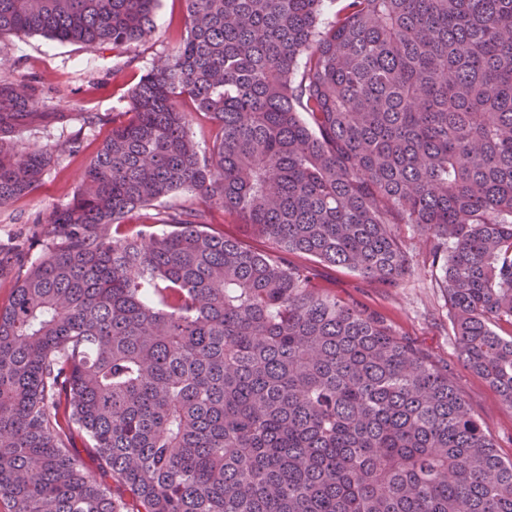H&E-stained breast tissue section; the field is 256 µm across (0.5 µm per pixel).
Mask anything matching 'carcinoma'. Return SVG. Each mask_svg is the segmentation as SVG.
I'll return each mask as SVG.
<instances>
[{
    "label": "carcinoma",
    "instance_id": "obj_1",
    "mask_svg": "<svg viewBox=\"0 0 512 512\" xmlns=\"http://www.w3.org/2000/svg\"><path fill=\"white\" fill-rule=\"evenodd\" d=\"M159 2L0 0V35L123 48ZM183 2L40 258L0 242V505L512 512V460L448 367L290 261L392 288L391 226H415L463 362L512 408V0H343L328 22L326 0ZM40 96L0 76V207L54 162L16 144ZM214 210L275 250L204 230ZM72 448H68L69 453L88 471L94 473L96 478L109 490L114 493H121V487L112 480V475L105 471L98 459L92 454L90 448H84L81 440L76 438L71 444Z\"/></svg>",
    "mask_w": 512,
    "mask_h": 512
}]
</instances>
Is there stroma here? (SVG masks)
I'll return each instance as SVG.
<instances>
[{
	"label": "stroma",
	"instance_id": "1",
	"mask_svg": "<svg viewBox=\"0 0 512 512\" xmlns=\"http://www.w3.org/2000/svg\"><path fill=\"white\" fill-rule=\"evenodd\" d=\"M182 13L180 0H161L155 29L146 41L116 50L104 45L85 49L40 35L0 37V74L20 85L38 83L43 91L45 119L24 130L17 144L25 150L51 146L55 162L42 185L32 194L0 207V241L32 230L54 208L69 202L101 141L112 128V115L124 109L131 87L173 45ZM99 116L88 124L87 116ZM80 139L79 153L65 144ZM411 258V271L398 287L383 288L354 272L325 263L311 271L315 283L338 298L357 300L379 312L392 327L447 365L465 401L494 439L504 459H512V409L481 377L467 369L460 357L448 313V295L441 273L426 257L425 239L408 224L394 226Z\"/></svg>",
	"mask_w": 512,
	"mask_h": 512
}]
</instances>
